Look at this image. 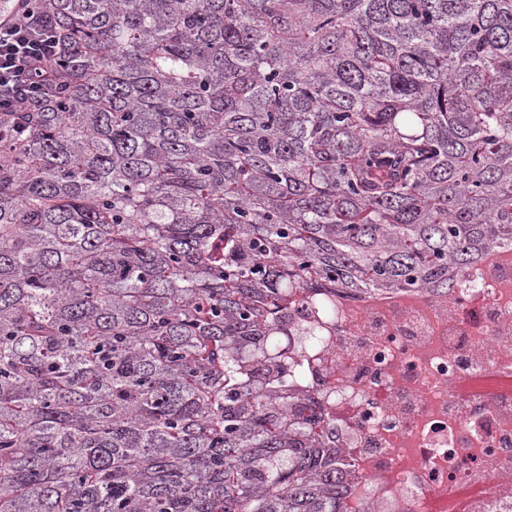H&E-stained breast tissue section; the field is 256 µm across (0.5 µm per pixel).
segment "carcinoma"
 <instances>
[{
  "mask_svg": "<svg viewBox=\"0 0 512 512\" xmlns=\"http://www.w3.org/2000/svg\"><path fill=\"white\" fill-rule=\"evenodd\" d=\"M0 112V512H342L277 314L512 247V0H32ZM0 14V112H12L25 95L43 86V67L56 54L53 34L30 24L26 0Z\"/></svg>",
  "mask_w": 512,
  "mask_h": 512,
  "instance_id": "1",
  "label": "carcinoma"
}]
</instances>
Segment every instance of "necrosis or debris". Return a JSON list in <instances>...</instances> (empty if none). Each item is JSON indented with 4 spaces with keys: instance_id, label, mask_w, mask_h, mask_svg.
Here are the masks:
<instances>
[{
    "instance_id": "4bbe7bcc",
    "label": "necrosis or debris",
    "mask_w": 512,
    "mask_h": 512,
    "mask_svg": "<svg viewBox=\"0 0 512 512\" xmlns=\"http://www.w3.org/2000/svg\"><path fill=\"white\" fill-rule=\"evenodd\" d=\"M292 319L343 512H512V247L445 293L334 288Z\"/></svg>"
}]
</instances>
